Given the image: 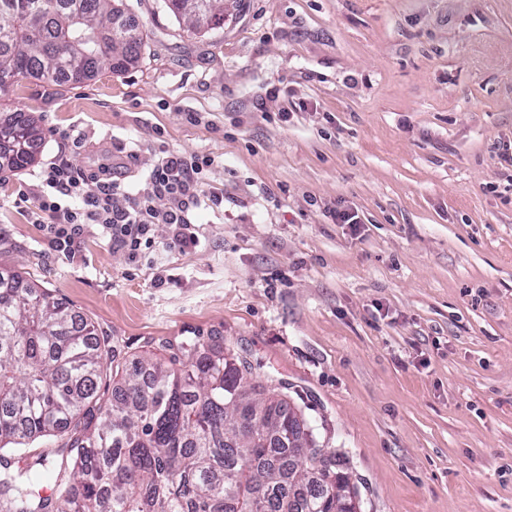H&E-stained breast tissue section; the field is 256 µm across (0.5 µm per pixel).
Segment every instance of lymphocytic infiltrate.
I'll use <instances>...</instances> for the list:
<instances>
[{
    "instance_id": "f902f5d3",
    "label": "lymphocytic infiltrate",
    "mask_w": 512,
    "mask_h": 512,
    "mask_svg": "<svg viewBox=\"0 0 512 512\" xmlns=\"http://www.w3.org/2000/svg\"><path fill=\"white\" fill-rule=\"evenodd\" d=\"M210 160L165 152L140 186L125 190L109 166L76 171L62 162L43 167L32 193L33 221L45 225L57 251L69 254L84 227H97L114 249L129 258L145 256L155 245L154 228L168 225L169 245L185 249L200 242L192 220L201 201L221 205L223 190L205 176Z\"/></svg>"
}]
</instances>
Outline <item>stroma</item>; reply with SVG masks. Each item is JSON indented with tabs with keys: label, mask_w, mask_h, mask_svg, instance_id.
Returning <instances> with one entry per match:
<instances>
[{
	"label": "stroma",
	"mask_w": 512,
	"mask_h": 512,
	"mask_svg": "<svg viewBox=\"0 0 512 512\" xmlns=\"http://www.w3.org/2000/svg\"><path fill=\"white\" fill-rule=\"evenodd\" d=\"M124 2L128 70L0 94L44 135L0 174V271L119 359L223 337L349 452L362 512H512V0H238L219 38ZM164 149L224 191L198 246L159 224L132 261L88 228L65 255L33 223L45 164L134 150L143 172Z\"/></svg>",
	"instance_id": "obj_1"
}]
</instances>
